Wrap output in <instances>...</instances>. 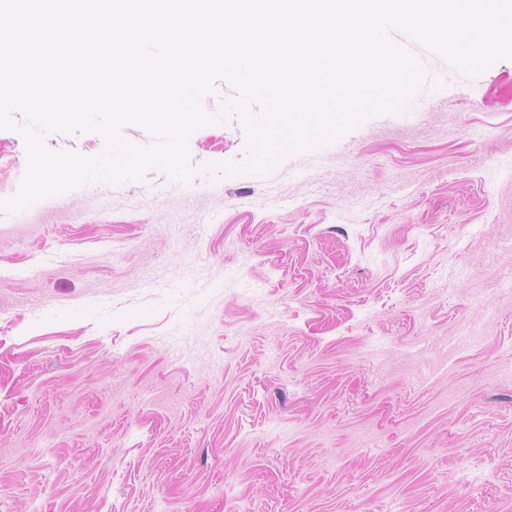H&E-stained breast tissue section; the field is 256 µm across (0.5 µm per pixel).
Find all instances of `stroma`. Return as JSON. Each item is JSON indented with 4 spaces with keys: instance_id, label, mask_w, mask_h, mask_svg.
<instances>
[{
    "instance_id": "stroma-1",
    "label": "stroma",
    "mask_w": 512,
    "mask_h": 512,
    "mask_svg": "<svg viewBox=\"0 0 512 512\" xmlns=\"http://www.w3.org/2000/svg\"><path fill=\"white\" fill-rule=\"evenodd\" d=\"M287 157L0 212V512H512V60ZM27 167L0 130V199Z\"/></svg>"
}]
</instances>
